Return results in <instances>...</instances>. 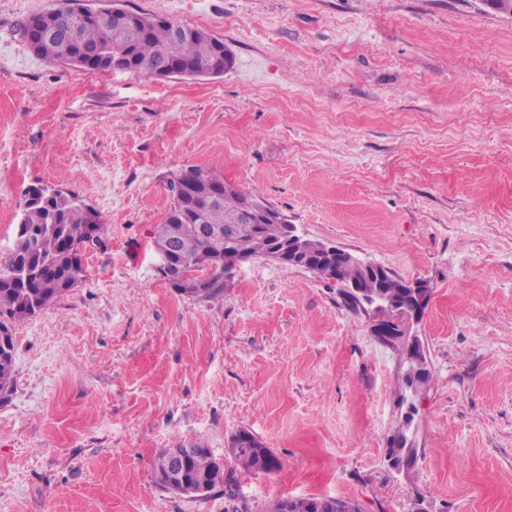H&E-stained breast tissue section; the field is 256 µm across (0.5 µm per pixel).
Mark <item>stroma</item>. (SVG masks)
Returning a JSON list of instances; mask_svg holds the SVG:
<instances>
[{
  "mask_svg": "<svg viewBox=\"0 0 512 512\" xmlns=\"http://www.w3.org/2000/svg\"><path fill=\"white\" fill-rule=\"evenodd\" d=\"M0 0V259L24 189L101 213L85 281L14 327L0 402V512H262L278 498L362 512H512V14L482 0H122L223 39L217 76L88 73L36 56ZM202 165L405 280L432 379L418 462L391 470L402 359L334 283L260 257L222 299L157 272L175 175ZM279 459L248 473L239 430ZM224 458L232 494L159 488L177 442ZM262 512H362V510L359 503L352 499L309 495L277 499Z\"/></svg>",
  "mask_w": 512,
  "mask_h": 512,
  "instance_id": "1",
  "label": "stroma"
}]
</instances>
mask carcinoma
<instances>
[{"label":"carcinoma","instance_id":"1","mask_svg":"<svg viewBox=\"0 0 512 512\" xmlns=\"http://www.w3.org/2000/svg\"><path fill=\"white\" fill-rule=\"evenodd\" d=\"M86 8H76L72 0H62L43 12L56 29L49 38L33 45V52L52 64L72 65L89 72L112 69L130 70L149 76H205L223 65L219 58L221 40L201 30L180 26L182 37L173 38L176 23L163 20L129 39L118 35V28L129 20L127 12L104 22H88ZM226 185L224 179L201 166L179 173L170 182L171 207L163 223L156 226L157 249L168 251L167 269L161 274L172 287L200 300L224 296V252L240 260L263 256L277 246L261 224H234L229 236L215 238L205 228L229 222L253 195L236 187L224 193V202L210 207L196 194L199 185ZM106 222L102 215L82 200L47 184L32 185L23 192L18 213V228L13 248L0 262V401L14 388L15 323L49 307L64 292L77 287L86 278L84 249L101 242ZM207 252L214 265L208 275L196 277L194 256ZM363 292L388 295L408 305L402 279L388 273L377 286L376 277L365 281ZM405 426L390 437L387 450L405 462L403 473L416 467L418 448ZM261 442L249 431L234 435L229 452L244 471L273 472L280 461L271 452L260 454ZM196 452L186 462L187 482L205 496L218 486L230 483L224 476V464L200 441L191 442ZM263 512H362L359 503L348 498L309 495L281 498Z\"/></svg>","mask_w":512,"mask_h":512}]
</instances>
